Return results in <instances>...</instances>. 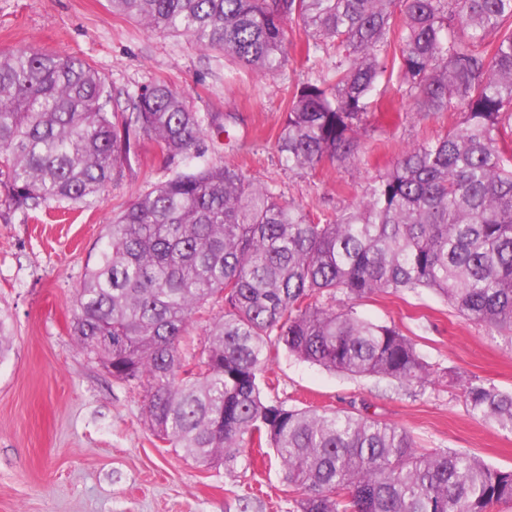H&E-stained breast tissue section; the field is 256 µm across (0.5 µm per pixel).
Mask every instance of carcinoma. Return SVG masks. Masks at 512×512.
Segmentation results:
<instances>
[{
  "instance_id": "cac0c4a2",
  "label": "carcinoma",
  "mask_w": 512,
  "mask_h": 512,
  "mask_svg": "<svg viewBox=\"0 0 512 512\" xmlns=\"http://www.w3.org/2000/svg\"><path fill=\"white\" fill-rule=\"evenodd\" d=\"M114 14L219 50L263 76L306 36L311 78L288 99L276 143L290 171L361 149L368 112L396 81L426 116L460 112L412 145L335 218L311 215L242 169L204 161L224 132L156 83L122 105L88 61L24 45L0 51V219L92 206L142 136L173 172L112 217L86 268L71 333L112 378L146 392L153 435L207 468L273 449L297 512H491L512 470L353 412L262 396L271 350L354 377L424 386L429 363L356 302L432 291L465 320L512 335V0H107ZM342 308H336V304ZM221 310L192 356L194 319ZM467 412L512 431V392L464 381Z\"/></svg>"
}]
</instances>
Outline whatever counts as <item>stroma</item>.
<instances>
[{
	"label": "stroma",
	"mask_w": 512,
	"mask_h": 512,
	"mask_svg": "<svg viewBox=\"0 0 512 512\" xmlns=\"http://www.w3.org/2000/svg\"><path fill=\"white\" fill-rule=\"evenodd\" d=\"M304 39L294 33L284 77L269 78L199 52L185 37L113 15L106 0H0V49L31 43L76 55L132 94L157 82L185 92L195 111L216 115L224 127L206 144L209 164L239 165L284 198L333 217L364 199L405 148L442 135L459 118H424L408 102L385 103L370 113L354 158L288 172L276 134L288 85L307 78ZM169 173L144 137L94 208L0 220V309L10 315L11 336L0 359V512H296L297 494L274 456L254 455L250 467L229 472L192 465L157 441L144 423L142 390L90 362L70 333L74 297L106 224ZM356 310L410 337L432 366V384L353 378L280 347L264 397L357 410L407 428L421 451L458 450L511 470L512 433L469 415L460 379L476 376L511 391L512 339L467 322L429 291L379 294Z\"/></svg>",
	"instance_id": "stroma-1"
}]
</instances>
